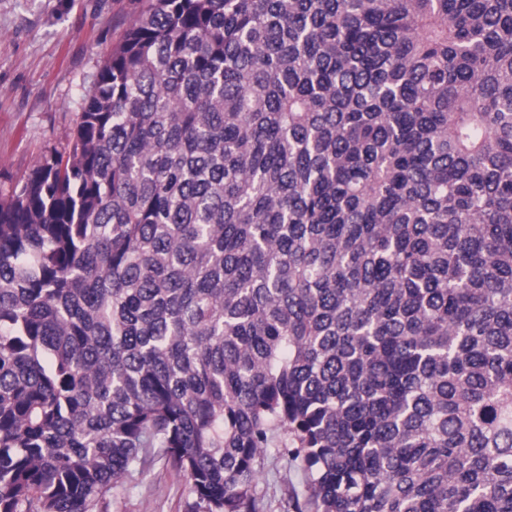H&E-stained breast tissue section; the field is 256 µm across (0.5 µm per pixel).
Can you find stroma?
Wrapping results in <instances>:
<instances>
[{
    "mask_svg": "<svg viewBox=\"0 0 512 512\" xmlns=\"http://www.w3.org/2000/svg\"><path fill=\"white\" fill-rule=\"evenodd\" d=\"M141 7L140 0H0V194L70 140L82 97ZM305 475L269 449L261 512H286ZM184 478L158 460L102 512H188Z\"/></svg>",
    "mask_w": 512,
    "mask_h": 512,
    "instance_id": "obj_1",
    "label": "stroma"
}]
</instances>
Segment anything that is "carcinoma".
Segmentation results:
<instances>
[{
  "instance_id": "carcinoma-1",
  "label": "carcinoma",
  "mask_w": 512,
  "mask_h": 512,
  "mask_svg": "<svg viewBox=\"0 0 512 512\" xmlns=\"http://www.w3.org/2000/svg\"><path fill=\"white\" fill-rule=\"evenodd\" d=\"M512 512V0H144L0 196V512ZM257 492L261 499L260 512H286L294 492L301 493L305 475L288 457L270 448L264 456ZM187 483L165 460L129 482L102 512H188Z\"/></svg>"
}]
</instances>
